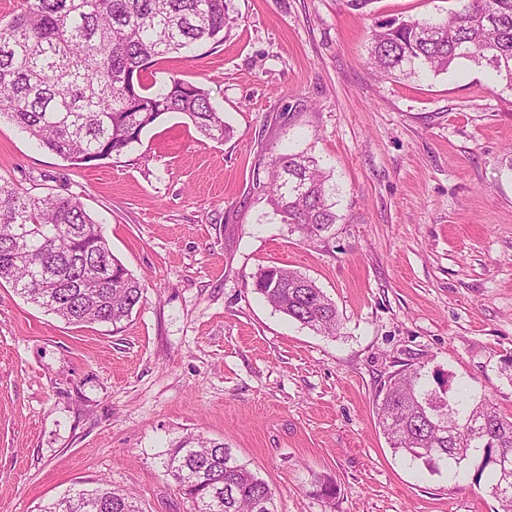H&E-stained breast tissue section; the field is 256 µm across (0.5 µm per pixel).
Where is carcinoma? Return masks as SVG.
<instances>
[{
	"label": "carcinoma",
	"instance_id": "carcinoma-1",
	"mask_svg": "<svg viewBox=\"0 0 512 512\" xmlns=\"http://www.w3.org/2000/svg\"><path fill=\"white\" fill-rule=\"evenodd\" d=\"M442 18H409L371 34L377 73L406 77L448 72L462 60L484 64L512 88V0H455ZM233 23L227 0H23L0 24V119L74 165L119 157L163 115H185L203 134H230L201 87L155 66L173 53L224 39ZM282 223L305 238L339 220L333 172L314 156L285 153L256 181ZM253 287L290 319L336 335L335 303L315 281L277 266L252 275ZM68 324L123 321L145 284L112 254L101 228L72 196H32L0 182V283ZM373 405L394 453L431 474L480 483L488 475L502 512L512 490L498 492V456L512 455V414L491 399L406 364L387 377ZM479 463L468 471L469 463ZM186 499L215 512H278L275 490L231 448L200 436L175 441L162 458ZM41 512H143L131 493L102 480Z\"/></svg>",
	"mask_w": 512,
	"mask_h": 512
}]
</instances>
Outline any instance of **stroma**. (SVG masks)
<instances>
[{
  "mask_svg": "<svg viewBox=\"0 0 512 512\" xmlns=\"http://www.w3.org/2000/svg\"><path fill=\"white\" fill-rule=\"evenodd\" d=\"M453 6L231 0L222 44L157 66L208 92L221 140L170 113L127 154L76 166L0 120V180L77 197L145 286L128 320L77 327L0 284V512L102 479L143 512H190L160 466L189 434L232 448L279 512H496L488 487L395 455L373 407L421 363L512 413V90L472 61L390 79L369 58L380 24ZM288 150L342 189L312 239L254 188ZM271 265L332 298L336 335L255 292Z\"/></svg>",
  "mask_w": 512,
  "mask_h": 512,
  "instance_id": "stroma-1",
  "label": "stroma"
}]
</instances>
